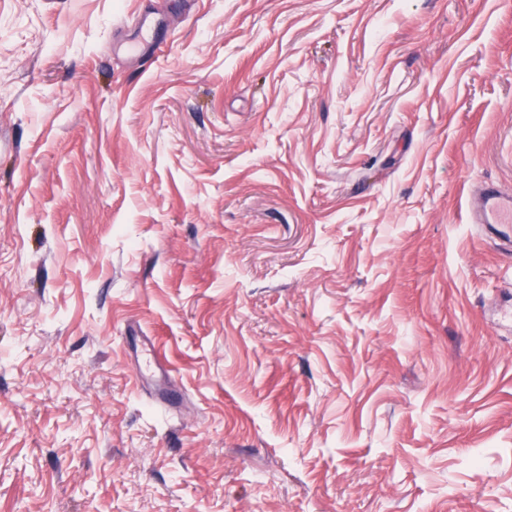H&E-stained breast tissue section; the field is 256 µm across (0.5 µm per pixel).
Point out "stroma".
<instances>
[{"label":"stroma","instance_id":"1","mask_svg":"<svg viewBox=\"0 0 512 512\" xmlns=\"http://www.w3.org/2000/svg\"><path fill=\"white\" fill-rule=\"evenodd\" d=\"M487 180L512 0H0V512H512ZM150 346L145 349L144 362L140 365L139 373L143 377L147 373L156 375L157 373L163 378V387L158 390V400L160 403L167 407L175 406L181 397V394L177 392L172 380V371L163 364L156 352V344L149 341Z\"/></svg>","mask_w":512,"mask_h":512}]
</instances>
